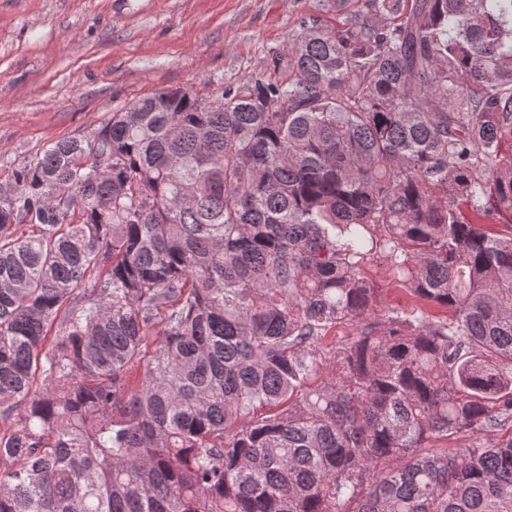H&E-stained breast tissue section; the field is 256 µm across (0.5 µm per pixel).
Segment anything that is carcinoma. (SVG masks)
<instances>
[{
    "label": "carcinoma",
    "mask_w": 512,
    "mask_h": 512,
    "mask_svg": "<svg viewBox=\"0 0 512 512\" xmlns=\"http://www.w3.org/2000/svg\"><path fill=\"white\" fill-rule=\"evenodd\" d=\"M323 6L0 182V512H512V0ZM364 276L376 288V303L367 315V321H381L385 319L392 309L412 311L422 308L428 314L445 318L450 313L446 309L436 307L410 295L401 282H399L390 266L389 260L383 255L375 256L364 266ZM357 324L353 321H341L336 323V326L331 328L327 335L322 339L321 343V355L326 361L332 360L333 355L330 354L331 350L335 349V347L341 346L345 343L349 338L356 335L357 332Z\"/></svg>",
    "instance_id": "1"
}]
</instances>
